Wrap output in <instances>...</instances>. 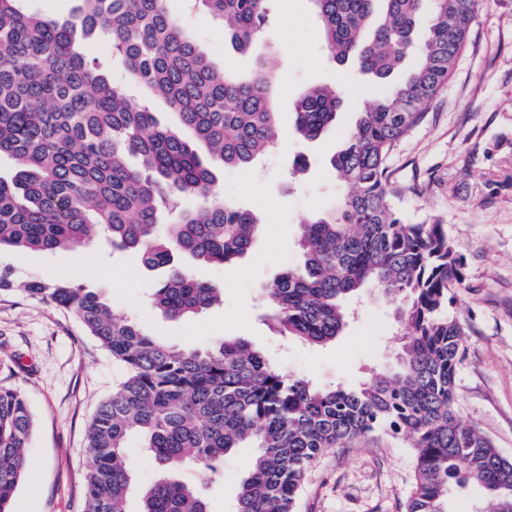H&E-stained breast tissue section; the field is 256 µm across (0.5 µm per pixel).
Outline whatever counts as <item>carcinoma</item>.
<instances>
[{
  "label": "carcinoma",
  "instance_id": "obj_1",
  "mask_svg": "<svg viewBox=\"0 0 512 512\" xmlns=\"http://www.w3.org/2000/svg\"><path fill=\"white\" fill-rule=\"evenodd\" d=\"M0 0V246L18 254L69 250L103 240L161 271L153 305L192 319L220 301L187 264H231L254 242L257 217L213 195L217 171L247 166L275 138L273 76L258 59L252 77L218 68L175 20L166 0H77L67 19ZM224 20V36L253 46L272 0H196ZM332 59L386 80L411 48L406 78L360 113L331 159L343 186L331 211L300 225L302 262L267 285L266 321L280 335L324 346L342 335L347 301L366 289L390 296L405 330L394 369L355 386L292 377L243 339L184 348L159 341L90 288L66 277L24 285L34 299L70 310L125 369L89 427L91 464L83 512H127L134 470L127 439L137 434L164 474L141 493L140 512H209L181 477L192 465L218 476L224 456L254 449L236 512H295L298 493L327 448L375 435L413 450L406 512H448L472 484L491 512H512V460L465 421L455 376L465 329L448 314L463 262L444 225L408 223L391 203L388 158L421 124L468 44L478 0H312ZM99 34L147 91L163 98L189 136L158 123L148 107L112 85L85 53ZM340 92L314 86L295 106L294 127L314 140L336 122ZM139 158L132 168L127 156ZM186 197L202 200L183 209ZM167 232L156 233L162 217ZM33 415L21 394L0 387V512H16L27 473Z\"/></svg>",
  "mask_w": 512,
  "mask_h": 512
}]
</instances>
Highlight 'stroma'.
<instances>
[{"instance_id": "1", "label": "stroma", "mask_w": 512, "mask_h": 512, "mask_svg": "<svg viewBox=\"0 0 512 512\" xmlns=\"http://www.w3.org/2000/svg\"><path fill=\"white\" fill-rule=\"evenodd\" d=\"M167 6L219 66L246 78L261 57L275 76L279 145L253 165L224 169L216 186L222 200L253 212L260 228L237 263L193 266L197 278L221 289L224 302L192 321L152 307L157 275L134 254L97 244L75 254L22 257L0 248V269L16 283L0 295V386L19 391L35 421L17 512H82L88 427L121 377L110 352L71 312L26 296L22 285L31 278L67 276L99 291L146 333L186 347L244 339L283 371L322 387L356 385L395 363L401 327L380 293L359 300L347 329L324 347L280 336L262 318L265 285L300 260V224L331 209L341 194L332 155L359 112L384 97L387 83L329 57L310 0L276 7L246 52L225 40L222 22L188 0ZM314 85L345 91L336 124L307 141L294 132L295 102ZM300 157L301 171L294 165ZM388 166L393 205L408 222L444 224L464 262V280L449 292V311L466 330L458 404L463 418L512 458V0H479L452 77L427 105L424 122L397 143ZM248 456L245 448L226 455L220 479L194 475L210 512H235ZM412 487L413 452L402 440L330 448L309 471L297 512H405Z\"/></svg>"}]
</instances>
